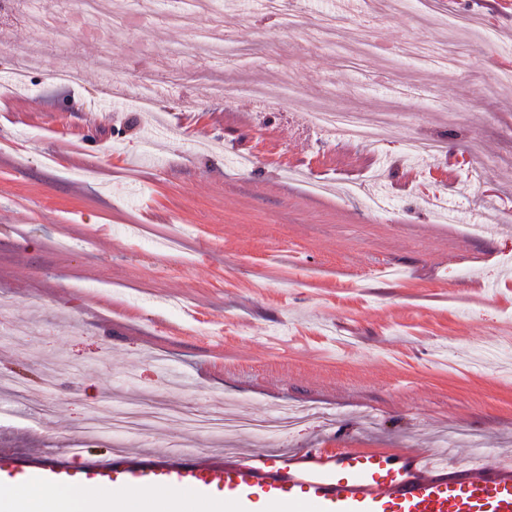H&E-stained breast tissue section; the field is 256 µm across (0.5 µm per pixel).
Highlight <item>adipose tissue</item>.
<instances>
[{
	"label": "adipose tissue",
	"mask_w": 512,
	"mask_h": 512,
	"mask_svg": "<svg viewBox=\"0 0 512 512\" xmlns=\"http://www.w3.org/2000/svg\"><path fill=\"white\" fill-rule=\"evenodd\" d=\"M0 512H226L224 506L163 489L121 491L106 498L38 486L0 487Z\"/></svg>",
	"instance_id": "obj_1"
}]
</instances>
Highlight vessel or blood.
I'll use <instances>...</instances> for the list:
<instances>
[{
	"label": "vessel or blood",
	"instance_id": "b4317fda",
	"mask_svg": "<svg viewBox=\"0 0 512 512\" xmlns=\"http://www.w3.org/2000/svg\"><path fill=\"white\" fill-rule=\"evenodd\" d=\"M0 483L104 496L162 488L223 499L235 512H512V459L449 463L405 448H305L286 458L120 450L100 460L0 450Z\"/></svg>",
	"mask_w": 512,
	"mask_h": 512
}]
</instances>
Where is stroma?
<instances>
[{
    "label": "stroma",
    "mask_w": 512,
    "mask_h": 512,
    "mask_svg": "<svg viewBox=\"0 0 512 512\" xmlns=\"http://www.w3.org/2000/svg\"><path fill=\"white\" fill-rule=\"evenodd\" d=\"M498 4L222 0L188 26L160 0H98V29L69 18L77 84L55 77L54 10L0 20V82L10 54L30 66L29 90L0 95V448L512 455V0ZM197 26L247 59L214 68ZM172 46L178 95L135 108L126 89L165 73ZM102 56L109 95L89 80ZM284 75L301 94L258 108ZM228 77L248 93L217 97ZM319 105L397 130L333 142L305 121ZM436 139L442 154L408 157ZM224 408L304 421L200 433Z\"/></svg>",
    "instance_id": "35a3bbf8"
}]
</instances>
